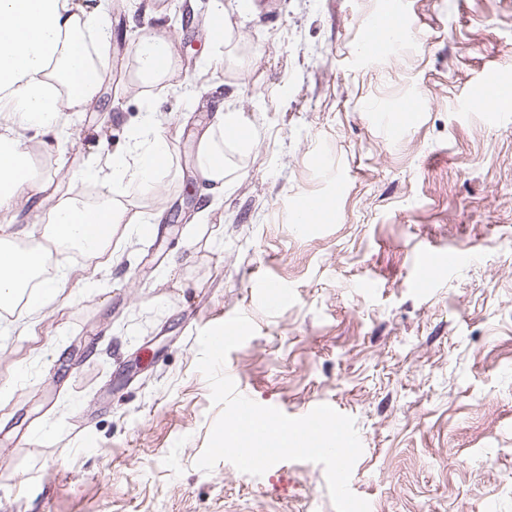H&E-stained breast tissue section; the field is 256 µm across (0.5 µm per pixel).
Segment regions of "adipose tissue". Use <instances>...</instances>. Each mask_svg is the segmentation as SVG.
Returning <instances> with one entry per match:
<instances>
[{
    "instance_id": "obj_1",
    "label": "adipose tissue",
    "mask_w": 512,
    "mask_h": 512,
    "mask_svg": "<svg viewBox=\"0 0 512 512\" xmlns=\"http://www.w3.org/2000/svg\"><path fill=\"white\" fill-rule=\"evenodd\" d=\"M112 38L101 0H0V211L11 210L39 184L35 149L69 129L68 115L97 96L104 73L92 58ZM178 76L171 43L153 35L135 50V78L145 87L168 86ZM163 122L147 111L139 134L124 152L100 146L95 165L73 173V182H95L96 201L70 192L50 208L46 237L56 247L77 248L95 269L112 265V242L145 234L148 214L134 210L125 186L152 190L173 164ZM252 125L245 112L225 102L200 135L196 167L208 193L223 194L235 168L231 152L251 149ZM39 246H21L0 236V308L26 301L39 310L66 288L68 273L45 276Z\"/></svg>"
}]
</instances>
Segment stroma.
<instances>
[{
	"label": "stroma",
	"mask_w": 512,
	"mask_h": 512,
	"mask_svg": "<svg viewBox=\"0 0 512 512\" xmlns=\"http://www.w3.org/2000/svg\"><path fill=\"white\" fill-rule=\"evenodd\" d=\"M222 3L239 60L203 69L213 0H110L98 97L34 156L39 181L71 189L98 135L125 149L147 98L173 166L150 194L127 187L156 231L114 245L96 287L86 257L54 251L67 288L0 314V512H335L316 463L196 466L222 411L198 334L238 312L255 332L225 374L289 417L317 404L353 417L349 487L371 512H512V107L463 105L488 73L512 83V0H407L410 36L373 59L362 44L380 0ZM160 33L182 84L145 91L135 50ZM227 98L254 141L216 199L192 133ZM304 196L331 216L299 227ZM55 201L0 225L41 241ZM430 246L471 259L421 291ZM259 279L285 283L287 304L260 307Z\"/></svg>",
	"instance_id": "35a3bbf8"
}]
</instances>
